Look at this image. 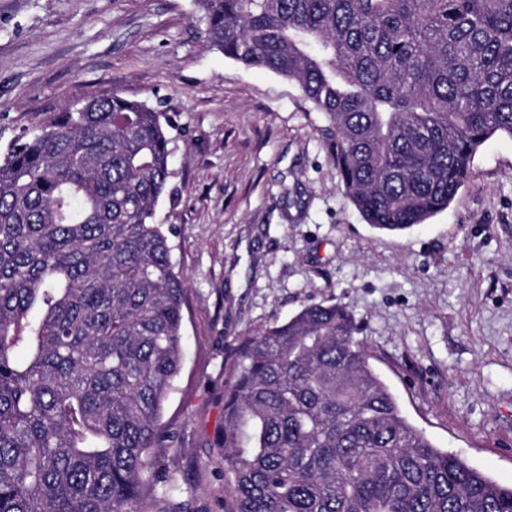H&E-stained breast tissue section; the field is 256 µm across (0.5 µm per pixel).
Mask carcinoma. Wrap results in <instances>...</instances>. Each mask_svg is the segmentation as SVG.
I'll list each match as a JSON object with an SVG mask.
<instances>
[{
	"label": "carcinoma",
	"instance_id": "cac0c4a2",
	"mask_svg": "<svg viewBox=\"0 0 512 512\" xmlns=\"http://www.w3.org/2000/svg\"><path fill=\"white\" fill-rule=\"evenodd\" d=\"M210 48L296 81L371 228L448 208L512 139V0H196ZM163 113L78 99L0 154V512H139L183 359ZM345 304L248 339L224 512H512L411 425Z\"/></svg>",
	"mask_w": 512,
	"mask_h": 512
}]
</instances>
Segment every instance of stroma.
Instances as JSON below:
<instances>
[{"instance_id": "1", "label": "stroma", "mask_w": 512, "mask_h": 512, "mask_svg": "<svg viewBox=\"0 0 512 512\" xmlns=\"http://www.w3.org/2000/svg\"><path fill=\"white\" fill-rule=\"evenodd\" d=\"M194 0H0V152L73 99L164 112L156 220L186 282L184 365L145 512H224V388L251 336L349 305L372 362L439 448L512 484V139L444 211L378 232L338 187L298 84L210 50Z\"/></svg>"}]
</instances>
